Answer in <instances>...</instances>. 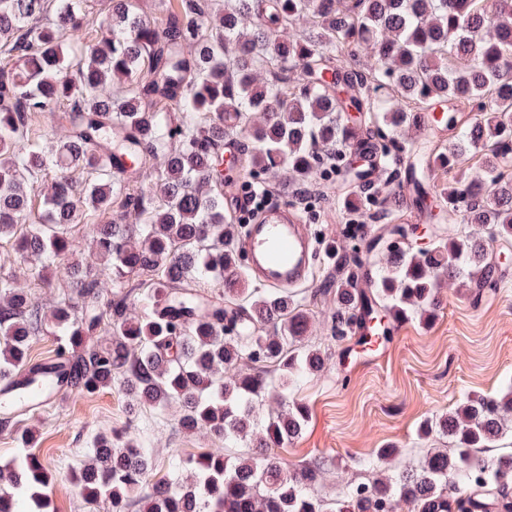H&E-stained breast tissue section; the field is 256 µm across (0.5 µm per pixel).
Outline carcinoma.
Returning a JSON list of instances; mask_svg holds the SVG:
<instances>
[{
    "label": "carcinoma",
    "instance_id": "obj_1",
    "mask_svg": "<svg viewBox=\"0 0 512 512\" xmlns=\"http://www.w3.org/2000/svg\"><path fill=\"white\" fill-rule=\"evenodd\" d=\"M53 14L52 29L39 18ZM306 15L311 31L294 29ZM83 0H0V51L20 64L0 68V240H14L33 278L61 269L71 295L57 306L63 336L49 364L34 363L30 345L46 324L33 297L0 277V381L42 391L64 386L78 396L122 380L139 408L164 413L178 405L176 425L224 440L184 458L171 454V478L147 482L152 449L130 438L119 445L97 434L87 460L70 473L83 500L107 502L112 512H512V453L489 462L492 448L512 423V390L503 398H469L454 410L425 419L418 434L446 435L454 448H428L416 466L389 465L401 451L379 448L364 461L373 474L350 483L337 498L319 494L324 465L293 469L279 457L242 452L258 428L265 448H281L305 429L309 413L288 399L327 361L308 343L309 306L331 297L336 342L353 338L370 318L387 336L394 320L427 323L438 309L442 282L463 280L481 289L501 273L484 237L438 224L432 247L406 242L405 229L385 225L373 233L355 220L377 200L365 184L336 187L352 217L345 235L366 242L372 261L337 248L346 277L310 297L245 287L235 250L238 237L225 209L224 137L252 144L247 162L251 189L286 168L299 184L315 185L336 168L344 151L366 152L371 170L424 185L432 164L450 172L480 156L482 175L456 178L440 193L448 220L478 224L489 237H512V0H181L160 29L138 12L135 0H112L109 21L96 41ZM293 33L286 42L271 34ZM363 42L375 46V69L366 77L352 65ZM457 57L466 65L452 67ZM404 98L407 111L381 94ZM69 108L71 134L57 146L33 135L32 118L57 105ZM475 112L467 123L458 112ZM446 113L450 132L437 154L428 142L402 159L376 153L352 130H395L414 124L418 111ZM262 114L258 124L254 115ZM164 167L146 189L133 184L149 161ZM71 170L94 174L76 191ZM55 173L51 191L34 209V185ZM89 210L120 208L135 224L95 225L89 261L69 258V232L79 219L77 197ZM364 273L370 294L356 287ZM141 277L139 292L118 293L94 308L100 277ZM223 290L209 293L201 285ZM136 295L144 315L129 317ZM106 335L107 343L98 342ZM252 364L248 373L239 365ZM278 395L284 409L264 414ZM191 472L188 480L178 476ZM0 512H46L44 490L54 476L26 456L0 470ZM470 485L480 495L464 496Z\"/></svg>",
    "mask_w": 512,
    "mask_h": 512
}]
</instances>
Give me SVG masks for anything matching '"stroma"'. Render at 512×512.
I'll return each mask as SVG.
<instances>
[{"instance_id":"obj_1","label":"stroma","mask_w":512,"mask_h":512,"mask_svg":"<svg viewBox=\"0 0 512 512\" xmlns=\"http://www.w3.org/2000/svg\"><path fill=\"white\" fill-rule=\"evenodd\" d=\"M343 180V174L332 172L324 185L306 188L284 169L268 178L271 194L297 212L321 243L310 282L314 289L336 277L330 246L349 253L364 249L342 233L336 185ZM489 254L503 269L497 284L476 292L457 281L444 283L433 321L426 326L406 321L379 351H362L351 341L336 344L329 304L312 305L308 336L326 352L328 365L293 392L307 405L309 423L278 451L288 466L323 462L324 491L337 495L348 482L367 480L364 461L374 449L393 446L407 460L418 461L425 446L448 445L443 436L429 442L419 438L424 419L449 412L466 398L495 397L512 386V238L491 239ZM0 276L12 277L48 314L69 294L63 282L48 287L34 281L7 241L0 242ZM129 403L117 380L111 388L65 396L53 407L20 416L15 431L0 430V467L27 454L37 457L55 474L46 491L50 512H89L66 474L84 460L99 430L136 436L151 449L159 478L167 475L173 452L195 455L220 445L206 432L178 429L173 413L133 412Z\"/></svg>"}]
</instances>
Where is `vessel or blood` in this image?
<instances>
[{"instance_id":"b4317fda","label":"vessel or blood","mask_w":512,"mask_h":512,"mask_svg":"<svg viewBox=\"0 0 512 512\" xmlns=\"http://www.w3.org/2000/svg\"><path fill=\"white\" fill-rule=\"evenodd\" d=\"M251 276L271 288L288 289L307 283L317 253L307 225L291 212H269L240 238Z\"/></svg>"}]
</instances>
